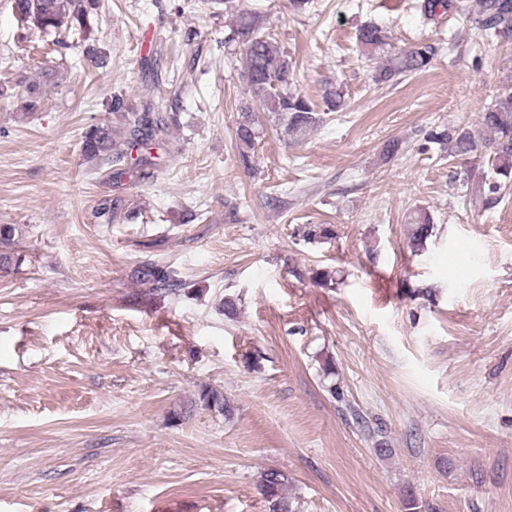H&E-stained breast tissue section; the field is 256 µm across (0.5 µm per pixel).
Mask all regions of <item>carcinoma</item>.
<instances>
[{
    "label": "carcinoma",
    "mask_w": 512,
    "mask_h": 512,
    "mask_svg": "<svg viewBox=\"0 0 512 512\" xmlns=\"http://www.w3.org/2000/svg\"><path fill=\"white\" fill-rule=\"evenodd\" d=\"M18 21L29 35L37 38L51 35H71L86 42L92 30V18L99 0H9ZM479 37L494 36L502 42L512 41V0H479V10L472 20ZM363 54L373 57L386 52V66L379 69L376 80L389 82L395 77L415 73L429 67L436 55L430 43H421L404 52L390 50L386 30L374 23L363 26L357 35ZM225 42L240 49L241 78L246 86L248 98L238 109L241 120L235 132L237 159L246 169H252L257 140L262 134L256 112L267 113L281 130L283 137L299 142L309 131L325 120V114L343 110V91L327 87L322 96L324 107H319L303 95L295 80L296 66L288 54L271 41L266 34L264 19L249 12H236L230 33ZM17 100L25 113L35 112L41 104L40 86L25 85ZM110 110L117 121L95 123L86 127L81 138L83 159L95 167L108 166L113 180L120 182L130 170L142 175H152L162 165L161 157L152 153L158 149L168 153V137L173 116L166 111L161 100L147 99L142 111L134 116L126 112L121 97L112 100ZM481 136L466 129H432L427 134L430 143L439 146L450 157L478 154L485 150L489 154V170L483 172L488 196L501 189V182L512 179V85L502 89L482 117ZM125 200L120 196L106 198L100 202L96 215L110 224L121 216ZM413 233L410 247H420L431 236L434 224L427 212H418L413 218ZM18 225L0 224V271L21 261L15 251ZM335 236L332 224H310L305 231L309 240L331 239ZM138 277L154 286V290L176 294L182 288L169 267L150 264L137 270ZM204 407L225 413L229 404L224 392L205 385L199 393ZM288 484V475L279 470L263 474L261 492L268 503V512H293L287 497L282 493Z\"/></svg>",
    "instance_id": "obj_1"
}]
</instances>
